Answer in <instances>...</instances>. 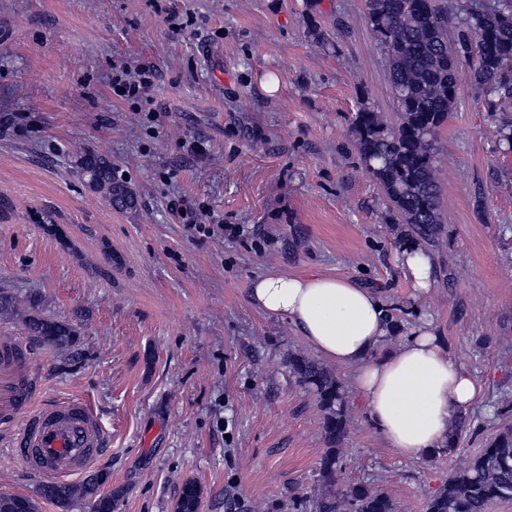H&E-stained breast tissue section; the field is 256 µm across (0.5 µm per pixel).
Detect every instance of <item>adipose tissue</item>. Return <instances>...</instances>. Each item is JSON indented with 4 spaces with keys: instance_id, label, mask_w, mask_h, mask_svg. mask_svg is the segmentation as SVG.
Returning a JSON list of instances; mask_svg holds the SVG:
<instances>
[{
    "instance_id": "1",
    "label": "adipose tissue",
    "mask_w": 512,
    "mask_h": 512,
    "mask_svg": "<svg viewBox=\"0 0 512 512\" xmlns=\"http://www.w3.org/2000/svg\"><path fill=\"white\" fill-rule=\"evenodd\" d=\"M251 303L287 318L324 360L354 369L367 418L390 448L410 457L445 448L454 419L482 396L467 372L420 318L394 351L379 354L388 328L377 293L357 281L271 271L255 279Z\"/></svg>"
}]
</instances>
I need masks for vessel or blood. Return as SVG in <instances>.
<instances>
[{"instance_id": "1", "label": "vessel or blood", "mask_w": 512, "mask_h": 512, "mask_svg": "<svg viewBox=\"0 0 512 512\" xmlns=\"http://www.w3.org/2000/svg\"><path fill=\"white\" fill-rule=\"evenodd\" d=\"M34 354L14 336L0 337V427L35 476L65 481L96 466L108 445L96 412L79 398L38 403Z\"/></svg>"}]
</instances>
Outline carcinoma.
I'll return each mask as SVG.
<instances>
[{
  "instance_id": "carcinoma-1",
  "label": "carcinoma",
  "mask_w": 512,
  "mask_h": 512,
  "mask_svg": "<svg viewBox=\"0 0 512 512\" xmlns=\"http://www.w3.org/2000/svg\"><path fill=\"white\" fill-rule=\"evenodd\" d=\"M365 16L386 54L395 111L386 113L362 100L352 122L353 144L403 225L397 244L411 240L434 246L443 232L437 144L461 81L486 96L512 98V0H493L481 11L460 8L454 36L448 31V14L433 0H365ZM78 169L111 208L137 207L136 194L114 178L106 159L86 153L79 157ZM5 313L21 319L28 335L59 348L78 335L68 322L37 314L35 301L22 308L16 297L0 293V315ZM405 314L400 306L385 307L390 337L402 331ZM288 369L324 413L331 445L321 459L313 512H395L386 492L341 483L338 447L346 435L348 402L337 374L304 354L289 356ZM470 425L467 414L457 417L446 450L459 447ZM107 480L99 473L81 483H43L39 495L63 508L84 501L90 512H112L115 499L102 491ZM503 499H512V425L500 430L466 468L448 476L427 512H487L490 503ZM0 512L38 510L29 497L3 495Z\"/></svg>"
}]
</instances>
